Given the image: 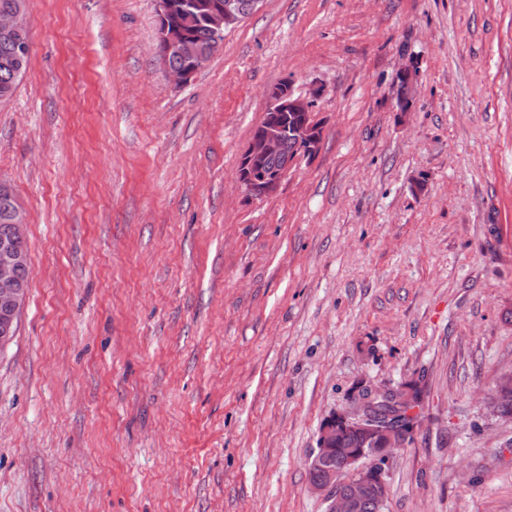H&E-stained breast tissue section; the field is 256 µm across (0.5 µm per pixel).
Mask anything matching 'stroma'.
<instances>
[{"label": "stroma", "mask_w": 512, "mask_h": 512, "mask_svg": "<svg viewBox=\"0 0 512 512\" xmlns=\"http://www.w3.org/2000/svg\"><path fill=\"white\" fill-rule=\"evenodd\" d=\"M28 25L0 512H326L324 420L413 380L385 512H512V0H263L183 87L157 0H30ZM283 83L320 143L255 198Z\"/></svg>", "instance_id": "35a3bbf8"}]
</instances>
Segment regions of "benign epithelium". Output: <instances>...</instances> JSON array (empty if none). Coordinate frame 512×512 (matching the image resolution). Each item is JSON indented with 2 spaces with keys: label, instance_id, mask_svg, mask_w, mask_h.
Masks as SVG:
<instances>
[{
  "label": "benign epithelium",
  "instance_id": "7a95c632",
  "mask_svg": "<svg viewBox=\"0 0 512 512\" xmlns=\"http://www.w3.org/2000/svg\"><path fill=\"white\" fill-rule=\"evenodd\" d=\"M181 9L203 19L216 37L235 28L244 20L236 0H210L200 11L195 0H183ZM29 0H15L13 7L0 11V33L20 35L28 31ZM157 56L167 78L177 86L189 84L197 69L170 65V58L179 56L196 60L201 49L187 37L174 19L169 0H157ZM269 105L245 149L238 176L248 193L263 197L276 191L288 175L292 163L280 169L264 171L259 168L266 157L277 153L288 136H294L307 155L316 152L320 134L311 120L312 100L294 96L292 88L281 84L268 91ZM10 235L0 239V345L8 343L15 334V324L24 307L25 291L17 285V273L24 262L18 242L26 237V217L19 206L10 214ZM410 397L401 390L365 389L354 406L345 412L330 416L323 424L318 439V453L309 465L318 466L335 452L336 431L350 429L361 436L371 448L351 455L346 460L350 478L343 472L325 469L319 482L310 484V490L328 503V512H355L358 500L370 490L384 483L385 466L393 451L406 441L405 420L416 418L409 408ZM370 458L372 463L362 465Z\"/></svg>",
  "mask_w": 512,
  "mask_h": 512
}]
</instances>
